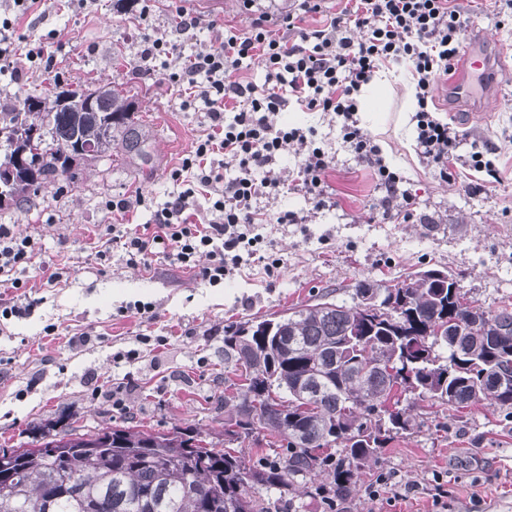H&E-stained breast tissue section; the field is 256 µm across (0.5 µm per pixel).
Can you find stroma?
<instances>
[{
    "instance_id": "35a3bbf8",
    "label": "stroma",
    "mask_w": 512,
    "mask_h": 512,
    "mask_svg": "<svg viewBox=\"0 0 512 512\" xmlns=\"http://www.w3.org/2000/svg\"><path fill=\"white\" fill-rule=\"evenodd\" d=\"M474 24L462 32L463 45L482 41L499 60L492 101L479 112L455 102L447 89L433 93L437 113L459 132L460 155L472 141L497 150L502 180L488 187L483 173L453 167L440 181L420 163L415 141L397 129L406 94L395 85L385 102V122L369 127L384 163L413 195L411 219L382 216V190L372 168L343 143L339 128L319 112H303L299 125L315 128L316 141L333 159L328 182L331 207L314 208L298 188L264 196L260 208L305 215L303 224L265 227L261 250L278 258L280 274L268 277L261 263L243 256L234 275L209 284L163 256L150 271L128 267L120 253L97 257L115 225L146 224L148 210L110 215V196L143 191L155 203L173 192L170 169L179 166L198 137L209 130L203 103L183 108L179 87L164 69L137 72L143 35L175 43L188 56L210 45L216 26L242 32L253 18L268 14L280 36L298 42L338 15L346 0H323L317 13L300 14L293 29L283 15L297 12L298 0H154L148 22L121 12L115 0H37L18 13L0 0V20L11 19L23 43L10 68L0 71V93L41 94L54 77L73 85L122 86L134 96L151 136L149 162L101 157L89 162L82 179L40 191L30 209H0V225L32 235L39 251L24 278L38 304L22 317H0V445L27 440L33 424L65 415L85 430L134 418L159 430L190 427L206 440L224 439V326L232 321L279 313L315 302L339 301L355 281L394 279L427 267L447 269L469 299L484 309L512 301V10L503 0H457ZM197 15L194 36L179 34V8ZM45 45L54 69L28 62V46ZM61 277L47 283L45 265ZM151 312H133L136 302ZM55 335H45L46 325ZM135 360H126L128 351ZM123 387L127 412L112 408V390ZM382 472L396 474L408 492L385 489L378 500L368 487ZM338 512H512V419L485 400L457 413L437 409L417 432L391 440L359 474L354 495Z\"/></svg>"
}]
</instances>
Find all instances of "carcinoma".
I'll list each match as a JSON object with an SVG mask.
<instances>
[{
	"label": "carcinoma",
	"mask_w": 512,
	"mask_h": 512,
	"mask_svg": "<svg viewBox=\"0 0 512 512\" xmlns=\"http://www.w3.org/2000/svg\"><path fill=\"white\" fill-rule=\"evenodd\" d=\"M32 127L42 131L35 142L22 135ZM115 152L151 157L134 97L114 85L71 89L55 77L46 94L0 100V167L20 155L33 163L16 172L18 210ZM346 292L349 304L224 325V368L234 375L225 447L201 445L190 428L132 420L97 431L62 418L37 424L31 441L0 448L13 459L0 512H288L284 493L300 489L334 512L381 449L417 427L402 393L455 411L489 399L512 417V303L486 310L454 276L421 271L390 285L359 280ZM256 434L282 455L270 461L242 448ZM319 475L325 481L311 485Z\"/></svg>",
	"instance_id": "carcinoma-1"
}]
</instances>
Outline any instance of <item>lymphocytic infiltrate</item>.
Wrapping results in <instances>:
<instances>
[{
    "mask_svg": "<svg viewBox=\"0 0 512 512\" xmlns=\"http://www.w3.org/2000/svg\"><path fill=\"white\" fill-rule=\"evenodd\" d=\"M471 16L452 0H355L326 28L304 31L298 44H288L267 25L252 21L245 32H225L223 39L190 56L158 37H144L138 54L140 72L153 74L164 66L170 83H185L193 99L208 108L210 130L198 139L181 164L170 170L177 185L153 215L154 232L116 230L110 243L127 266L149 268L148 257L161 248L164 257L195 270L212 283L224 281L241 264L242 251H255L266 224H297L292 211L270 213L257 205L260 197L300 187L316 206L331 198L328 172L333 159L317 145L315 131L288 122L289 97L307 112H322L340 124L342 138L357 159L373 167L384 190L385 214L410 219L413 199L401 194L400 178L384 164L377 145L358 127L356 95L376 69L386 62L410 68L419 109L418 156L436 178L447 180L448 162L455 159L458 132L434 116L432 91L452 71L461 43L460 33ZM261 60L265 81L240 82L236 73L244 60ZM300 156L291 179L277 175L275 166L291 149ZM236 174L225 178L216 157ZM206 203L209 219L187 221V211ZM36 251L30 235L0 225V274H12L14 287Z\"/></svg>",
    "mask_w": 512,
    "mask_h": 512,
    "instance_id": "lymphocytic-infiltrate-1",
    "label": "lymphocytic infiltrate"
}]
</instances>
